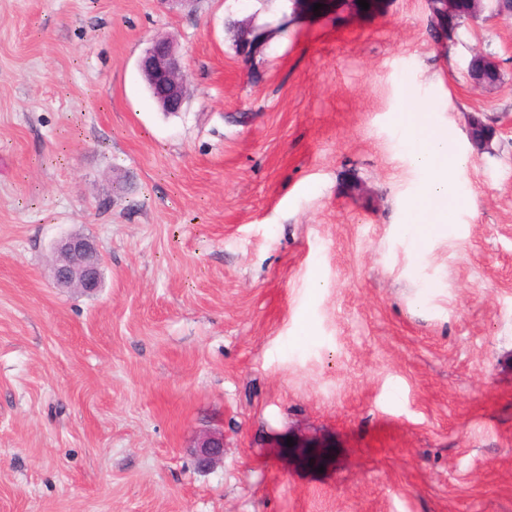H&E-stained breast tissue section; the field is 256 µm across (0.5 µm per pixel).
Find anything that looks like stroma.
Returning a JSON list of instances; mask_svg holds the SVG:
<instances>
[{
    "label": "stroma",
    "mask_w": 512,
    "mask_h": 512,
    "mask_svg": "<svg viewBox=\"0 0 512 512\" xmlns=\"http://www.w3.org/2000/svg\"><path fill=\"white\" fill-rule=\"evenodd\" d=\"M321 2L0 0V512H512V20L444 50L427 0ZM248 17L285 30L244 60ZM423 105L463 162L413 240ZM70 233L96 293L49 277ZM183 52L168 35L154 37L138 62L142 80L161 112L175 115L188 99V81ZM468 76L474 86L492 89L501 81V71L496 61L480 48L474 49L468 64ZM193 448V455L200 467H208L224 458V435L217 432L199 436Z\"/></svg>",
    "instance_id": "obj_1"
}]
</instances>
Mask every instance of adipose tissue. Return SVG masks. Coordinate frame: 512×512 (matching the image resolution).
<instances>
[{
  "label": "adipose tissue",
  "instance_id": "1",
  "mask_svg": "<svg viewBox=\"0 0 512 512\" xmlns=\"http://www.w3.org/2000/svg\"><path fill=\"white\" fill-rule=\"evenodd\" d=\"M400 123L407 135L411 163L427 176L423 200L415 207L417 217L421 218L432 201L454 198L455 184L450 174L458 159L451 151L447 133L428 125L422 109H403Z\"/></svg>",
  "mask_w": 512,
  "mask_h": 512
}]
</instances>
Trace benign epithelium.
Returning a JSON list of instances; mask_svg holds the SVG:
<instances>
[{
  "label": "benign epithelium",
  "mask_w": 512,
  "mask_h": 512,
  "mask_svg": "<svg viewBox=\"0 0 512 512\" xmlns=\"http://www.w3.org/2000/svg\"><path fill=\"white\" fill-rule=\"evenodd\" d=\"M443 42H448V17L462 10L479 15L483 0H440ZM270 28L257 26L247 18L237 22L236 52L245 59L260 53L268 41ZM183 52L167 35L154 37L138 62L142 80L160 111L175 115L183 111L188 99V81L184 69ZM468 76L474 86L492 89L501 80L496 61L480 48L474 49L468 64ZM50 278L59 288H74L92 294L101 288L102 258L94 242L82 234H70L56 242ZM193 455L199 466L205 468L224 458V435L217 432L196 439Z\"/></svg>",
  "instance_id": "obj_1"
}]
</instances>
